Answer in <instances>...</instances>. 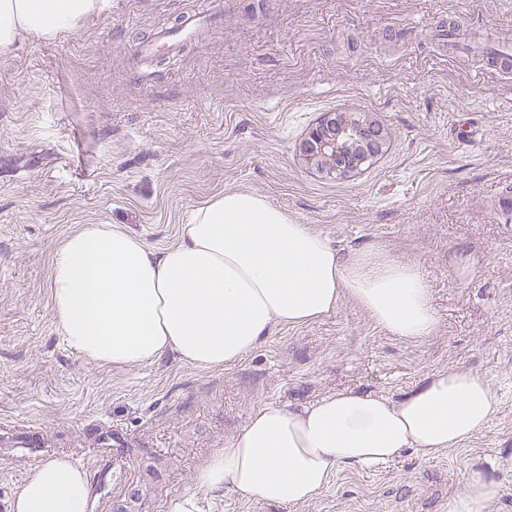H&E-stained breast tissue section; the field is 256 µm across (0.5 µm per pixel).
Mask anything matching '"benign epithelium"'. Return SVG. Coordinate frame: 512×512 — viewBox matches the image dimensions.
<instances>
[{"mask_svg":"<svg viewBox=\"0 0 512 512\" xmlns=\"http://www.w3.org/2000/svg\"><path fill=\"white\" fill-rule=\"evenodd\" d=\"M388 132L368 112H325L297 145L299 159L320 177L351 178L389 148Z\"/></svg>","mask_w":512,"mask_h":512,"instance_id":"1","label":"benign epithelium"}]
</instances>
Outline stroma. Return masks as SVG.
Segmentation results:
<instances>
[{"mask_svg":"<svg viewBox=\"0 0 512 512\" xmlns=\"http://www.w3.org/2000/svg\"><path fill=\"white\" fill-rule=\"evenodd\" d=\"M199 3L110 0L77 31L0 57V425L45 442L0 447V512L61 454L91 473V512H168L259 405L345 389L397 399L446 369L477 372L502 401L462 447L340 468L301 506L228 495L209 512H448L475 470L500 487L484 512H512V74L478 68L445 34L460 20L512 40V0H221L217 25L170 60L137 57ZM343 110L372 113L392 141L361 174L326 181L296 146ZM231 190L266 196L343 254L417 265L435 334L393 336L347 298L222 369L170 355L117 369L66 346L49 267L67 234L118 224L162 250Z\"/></svg>","mask_w":512,"mask_h":512,"instance_id":"stroma-1","label":"stroma"}]
</instances>
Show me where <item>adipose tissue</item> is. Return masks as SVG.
<instances>
[{
    "label": "adipose tissue",
    "instance_id": "obj_1",
    "mask_svg": "<svg viewBox=\"0 0 512 512\" xmlns=\"http://www.w3.org/2000/svg\"><path fill=\"white\" fill-rule=\"evenodd\" d=\"M105 0H0V55L25 40L77 30ZM51 310L69 348L115 368L175 354L201 368L234 365L275 326L332 315L350 297L392 335L424 339L437 316L410 263L343 255L265 197L227 191L199 206L180 240L156 250L116 224H87L51 255ZM501 411L488 381L467 370L430 374L399 399L354 391L313 403L258 407L197 471L169 512H203L204 496L270 504L313 501L345 465L379 468L412 449L430 458L463 446ZM495 482L469 474L448 512H483ZM91 476L65 456L32 467L11 512H90Z\"/></svg>",
    "mask_w": 512,
    "mask_h": 512
}]
</instances>
